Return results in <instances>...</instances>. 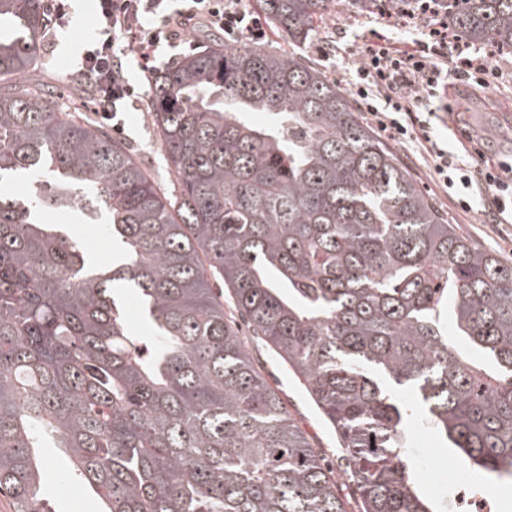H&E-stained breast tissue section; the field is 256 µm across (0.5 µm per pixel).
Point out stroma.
Segmentation results:
<instances>
[{"mask_svg": "<svg viewBox=\"0 0 512 512\" xmlns=\"http://www.w3.org/2000/svg\"><path fill=\"white\" fill-rule=\"evenodd\" d=\"M73 22L69 32H61L58 24H50L41 38V53L29 79L54 87L60 105L68 107L79 87L74 64L84 48V38L90 32L94 4L92 0H72ZM379 33L394 36V29L386 26L375 14L360 12L357 0H330L325 19L320 27L301 42L290 41L285 33L275 29L265 42V49L285 55L301 57L328 76L352 63V48L361 38ZM339 35V50L335 57L323 59L316 51L322 37ZM495 71L489 74L485 86L465 82L456 86L453 100L454 114L436 112L431 118L435 132L447 141L450 152L456 153L461 145L456 136L463 128L478 138L486 156L495 157L512 153V56L498 58ZM151 94L139 92L136 99L122 103L113 119L103 120L101 113L84 108V116L102 121L105 130L121 140L137 160L152 175L158 185L169 187L172 176L154 134L150 114ZM400 162L415 177L419 187L432 201L442 218L457 225L460 232L484 248L495 252L504 262H512V223H485L480 208L465 212L456 208L438 187L432 167L414 150L394 146ZM67 229L84 245L87 258L95 264L112 260L111 247L101 246L104 227L83 223L81 216L73 214L63 219ZM252 353L263 377L276 387L289 411L313 441L316 449L326 453L333 461H340L336 435L309 401L300 381L260 341H252ZM408 456L415 462H428L447 469L456 460L450 450L442 447L436 435L422 423H412L407 435ZM43 456L50 460L54 478L48 482L45 496L53 512H97L96 497L80 482L67 479L70 466L67 455L59 448H46Z\"/></svg>", "mask_w": 512, "mask_h": 512, "instance_id": "1", "label": "stroma"}]
</instances>
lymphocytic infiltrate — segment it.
Here are the masks:
<instances>
[{
    "instance_id": "1",
    "label": "lymphocytic infiltrate",
    "mask_w": 512,
    "mask_h": 512,
    "mask_svg": "<svg viewBox=\"0 0 512 512\" xmlns=\"http://www.w3.org/2000/svg\"><path fill=\"white\" fill-rule=\"evenodd\" d=\"M96 11L98 38L84 51L78 74L91 79L97 89L95 109L106 117L116 101L135 94L121 58L136 56L139 71L148 80L156 71L157 55L189 36L218 28L227 43L245 47L267 41L270 31L248 0H187L183 8L173 7L172 0H97ZM375 12L389 27L419 31V38L362 39L354 49L355 64L340 74L338 84L388 140L412 143L422 151L440 187L453 190L457 207L470 211L473 197H480L486 202V223H503L505 214L512 212V158L475 166L463 163L432 136L430 123L420 112L428 100L447 109L450 82L484 84L492 54L450 44L448 8L441 0H403L392 10L380 4ZM450 54L455 64L448 69L443 59Z\"/></svg>"
}]
</instances>
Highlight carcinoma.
<instances>
[{"label": "carcinoma", "instance_id": "cac0c4a2", "mask_svg": "<svg viewBox=\"0 0 512 512\" xmlns=\"http://www.w3.org/2000/svg\"><path fill=\"white\" fill-rule=\"evenodd\" d=\"M257 2L299 42L329 0ZM47 26L43 0H0V490L14 512H52L48 441L100 512H347L211 272L335 428L360 512H438L406 452L415 421L512 480V264L444 222L336 83L222 44L157 72L169 196L79 108L26 84ZM448 26L512 54V0H451ZM21 179L25 200L8 191ZM48 208L102 218L114 264H91ZM129 292L148 350L122 314Z\"/></svg>", "mask_w": 512, "mask_h": 512}]
</instances>
